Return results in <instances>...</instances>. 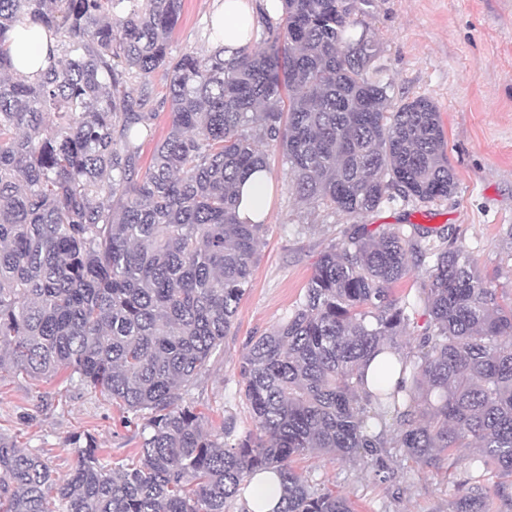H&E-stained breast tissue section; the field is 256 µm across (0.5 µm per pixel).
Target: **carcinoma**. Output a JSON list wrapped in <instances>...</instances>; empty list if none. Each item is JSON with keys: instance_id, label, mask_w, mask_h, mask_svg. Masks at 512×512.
Segmentation results:
<instances>
[{"instance_id": "1", "label": "carcinoma", "mask_w": 512, "mask_h": 512, "mask_svg": "<svg viewBox=\"0 0 512 512\" xmlns=\"http://www.w3.org/2000/svg\"><path fill=\"white\" fill-rule=\"evenodd\" d=\"M183 0H0V371L68 373L140 427L136 459L112 464L90 434L54 474L0 433V512H229L252 476L281 479L276 512H353L290 465L333 455L394 478L399 454L470 479L512 477V298L443 228L351 224L325 248L288 315L252 336L238 365L252 427L204 428L188 395L224 352L266 220L236 218V185L288 164L289 188L333 213L453 194L440 112L391 110L380 48L354 19L374 0H281L264 47L171 55ZM28 19L55 45L15 73L8 34ZM168 128L155 137L152 78ZM424 272L414 297L394 285ZM422 319L417 349L406 328ZM398 357L402 380L365 387L364 364ZM453 512H489L480 491Z\"/></svg>"}]
</instances>
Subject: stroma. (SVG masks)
I'll return each mask as SVG.
<instances>
[{
	"label": "stroma",
	"mask_w": 512,
	"mask_h": 512,
	"mask_svg": "<svg viewBox=\"0 0 512 512\" xmlns=\"http://www.w3.org/2000/svg\"><path fill=\"white\" fill-rule=\"evenodd\" d=\"M213 0H184L170 41L172 55L209 52ZM362 22L380 47L381 77L393 85L392 106L417 96L437 106L448 141V162L457 177L453 195L422 204L398 200L378 211L346 216L300 201L288 185L279 154H271L267 226L253 267L252 286L216 357L189 392L206 427L219 431L235 417L249 428L239 395L237 364L249 337L269 331L292 309L312 276L320 252L352 224H419L447 227L448 239L478 255L484 274L512 297V0H374ZM95 436L101 454L119 461L136 453L139 434L124 413L94 389L57 376L36 382L0 375V433L21 448L45 453L57 475L74 470L67 441ZM460 465L434 473L407 459L397 474L378 483L370 468L314 455L293 466L347 495L355 512H453L470 492Z\"/></svg>",
	"instance_id": "stroma-1"
}]
</instances>
